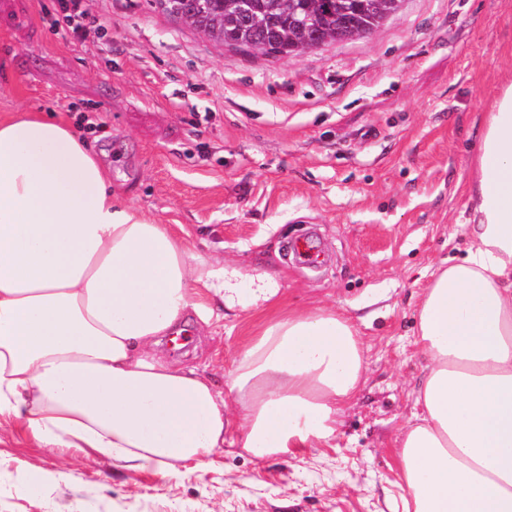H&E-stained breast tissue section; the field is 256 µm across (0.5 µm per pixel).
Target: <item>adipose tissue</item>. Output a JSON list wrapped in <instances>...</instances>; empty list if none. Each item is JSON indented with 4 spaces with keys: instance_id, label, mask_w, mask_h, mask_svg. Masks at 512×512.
<instances>
[{
    "instance_id": "adipose-tissue-1",
    "label": "adipose tissue",
    "mask_w": 512,
    "mask_h": 512,
    "mask_svg": "<svg viewBox=\"0 0 512 512\" xmlns=\"http://www.w3.org/2000/svg\"><path fill=\"white\" fill-rule=\"evenodd\" d=\"M468 246L430 282L415 343L427 360L419 424L398 453L403 512H512V82L484 113ZM194 253L112 188L71 127L0 118V416L49 448H89L168 472L222 451L287 454L333 441L366 370L343 312L284 309L260 274ZM264 315L227 391L159 356L190 316Z\"/></svg>"
}]
</instances>
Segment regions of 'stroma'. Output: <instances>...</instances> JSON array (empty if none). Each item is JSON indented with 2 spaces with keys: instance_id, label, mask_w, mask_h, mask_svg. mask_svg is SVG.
I'll list each match as a JSON object with an SVG mask.
<instances>
[{
  "instance_id": "1",
  "label": "stroma",
  "mask_w": 512,
  "mask_h": 512,
  "mask_svg": "<svg viewBox=\"0 0 512 512\" xmlns=\"http://www.w3.org/2000/svg\"><path fill=\"white\" fill-rule=\"evenodd\" d=\"M52 3L0 0V114L98 113L86 139L121 196L194 252L272 275L286 307L346 312L367 372L331 445L228 448L173 474L42 447L1 416L0 512H402L417 309L466 246L479 122L512 78V0H404L373 34L288 56L228 49L157 0H86L107 34L82 44L44 18ZM303 232L322 267L289 256ZM260 324L194 323L165 353L222 390Z\"/></svg>"
}]
</instances>
